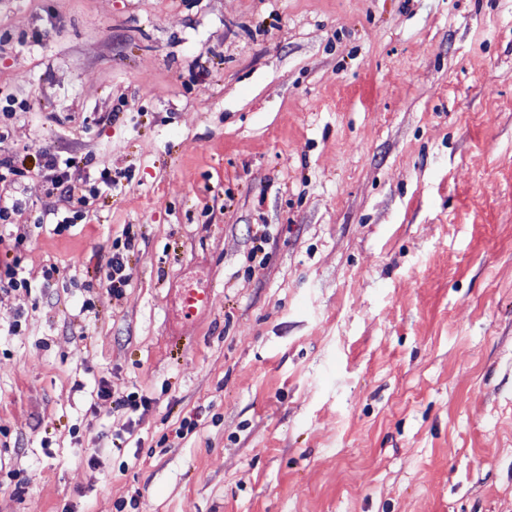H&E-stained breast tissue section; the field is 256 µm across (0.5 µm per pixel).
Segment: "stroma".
<instances>
[{"label":"stroma","mask_w":512,"mask_h":512,"mask_svg":"<svg viewBox=\"0 0 512 512\" xmlns=\"http://www.w3.org/2000/svg\"><path fill=\"white\" fill-rule=\"evenodd\" d=\"M9 97L114 184L11 217L0 512H512V0H0ZM123 241L117 239L112 245V256L108 260L110 271V281L112 282L113 290H119L125 284L124 270V255L133 252L136 248L137 233L134 232L129 226L123 231ZM20 264V258L16 255L13 257L11 263H6L3 270L0 267V288L10 289L17 291L19 289L25 292L31 288V285L27 278L19 277L18 267ZM181 295L185 316H192L198 310H205L209 307V288H184Z\"/></svg>","instance_id":"1"}]
</instances>
